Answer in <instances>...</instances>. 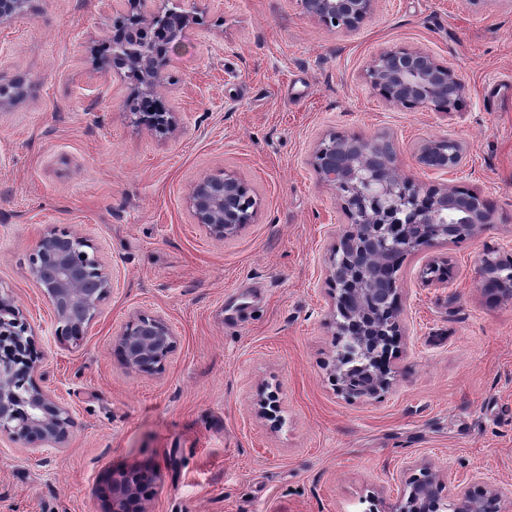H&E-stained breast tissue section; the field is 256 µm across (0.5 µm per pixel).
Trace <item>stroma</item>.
I'll return each instance as SVG.
<instances>
[{
	"label": "stroma",
	"instance_id": "stroma-1",
	"mask_svg": "<svg viewBox=\"0 0 512 512\" xmlns=\"http://www.w3.org/2000/svg\"><path fill=\"white\" fill-rule=\"evenodd\" d=\"M128 0H28L0 29V291L39 356L34 380L71 411L69 437L0 436V512H112V477L152 473L143 512H392L424 471L443 500L461 483L512 487V299L480 260L512 258V0H377L352 32L299 0H211L168 55L159 91L176 125L138 123L134 83L99 47ZM427 50L452 66L459 109L406 110L365 78L381 51ZM393 142L402 175L479 193L495 224L407 254L396 276L400 334L391 386L338 392L334 249L351 227L315 167L336 135ZM451 138L461 170L417 161ZM235 173L257 202L224 239L195 223L191 188ZM84 238L114 286L78 342L54 336L29 277L39 232ZM448 264L447 282L428 274ZM175 337L162 372L122 363L140 315ZM280 421L262 417L259 390Z\"/></svg>",
	"mask_w": 512,
	"mask_h": 512
}]
</instances>
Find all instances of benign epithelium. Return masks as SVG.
Segmentation results:
<instances>
[{
    "label": "benign epithelium",
    "instance_id": "1",
    "mask_svg": "<svg viewBox=\"0 0 512 512\" xmlns=\"http://www.w3.org/2000/svg\"><path fill=\"white\" fill-rule=\"evenodd\" d=\"M27 0H0V27L12 22ZM130 0V9L119 15L114 27L123 29L129 42L119 47L104 63L115 68L140 72L142 88L133 96L148 98L161 80L171 48L202 10L204 0ZM304 13L343 32L356 30L373 11L377 0H299ZM366 78L388 103L415 109L442 110L450 101H459L465 84L455 70L439 63L419 48L397 47L381 52L369 64ZM317 170L322 182L342 202L356 234L367 240L368 250L348 256L346 250L356 239L345 235L337 243L333 265L328 271L334 299L336 336L346 338L339 360L352 353L364 354L374 362L376 345L372 332L380 331L393 341L400 335L397 289L382 291L381 302L372 309L366 301L374 294L367 287L366 266L387 258L394 250L411 251L438 241L451 242L459 236L474 235L495 223L494 209L480 194L456 186H423L400 174L393 144L382 136L344 135L332 137L316 151ZM464 160L463 146L456 140L428 141L420 148L419 162L432 169H457ZM245 187L232 173L221 172L199 180L187 197L196 223L204 225L217 238L234 234L249 222L252 212L241 200ZM402 223L392 237L384 230L390 219ZM85 241L66 228L47 226L36 241L30 258L29 276L50 305L58 336H67L78 327V335L95 318L100 302L113 287V279L97 257L82 250ZM500 261L483 258L480 272L485 282L502 295L512 298V279L499 277ZM0 309L13 314L12 324H0V339L9 340L11 349H30L25 336L27 325L18 318L13 301L0 294ZM175 348V335L160 315L139 316L119 335L117 349L127 368L150 373L163 369L164 359ZM338 391L347 396H372L388 388L391 372L385 366L373 368L365 386L353 388L345 379L342 366L333 363ZM19 374L7 357H0V432L10 437H27L37 445L64 441L73 419L70 411L51 393L36 384L26 387L27 396L18 393ZM258 412L267 419H279L281 405L272 394L260 392ZM153 476L129 471L112 480V512H140L142 487ZM437 477L411 484L407 498L392 512H422L427 499L441 490ZM512 490L495 487L480 494L463 486L449 504L450 512H498L497 504Z\"/></svg>",
    "mask_w": 512,
    "mask_h": 512
}]
</instances>
